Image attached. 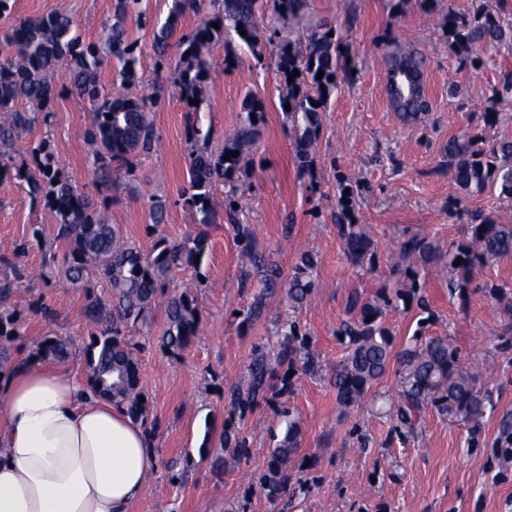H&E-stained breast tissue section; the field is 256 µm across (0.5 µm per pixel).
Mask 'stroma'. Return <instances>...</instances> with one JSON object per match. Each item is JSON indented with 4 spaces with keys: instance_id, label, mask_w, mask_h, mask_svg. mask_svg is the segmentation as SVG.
<instances>
[{
    "instance_id": "35a3bbf8",
    "label": "stroma",
    "mask_w": 512,
    "mask_h": 512,
    "mask_svg": "<svg viewBox=\"0 0 512 512\" xmlns=\"http://www.w3.org/2000/svg\"><path fill=\"white\" fill-rule=\"evenodd\" d=\"M12 3L19 17L67 9L76 33L93 42L112 14L113 0ZM483 4L512 15V0H435L428 14L424 0H309L312 16L341 23L356 67L354 81H340L323 114L311 180L298 176L295 135L280 109L274 56L259 65L247 48H239L237 65L216 71L201 110L189 118L169 72L153 71L151 28L128 19L129 36L143 57L137 93L160 100L153 114L160 140L133 172L120 174L106 213L143 249H151L156 237L178 243L199 230L180 199L191 149L187 120L212 129L210 146L218 151L225 132L244 114L246 93L265 106L252 162L237 180L238 224L208 226L210 248L200 270L178 268L170 275L169 291L196 297L201 334L180 356L156 345L139 356L141 384L159 427L152 438L156 465L131 512H512V460L496 454L505 445L503 421L512 418V256L480 267L476 287L464 296L449 295L446 282L430 275L422 290L426 307H389L385 323L394 336L393 356L360 406L341 407L330 382L345 353L336 331L346 317L347 298L354 291L373 296L388 280L402 234L460 242L473 213L500 207L492 194L468 196L440 172V148L453 135L469 130L490 142L512 138V104L502 106L494 126H484L481 117L485 98L512 72V51L493 54L480 70L463 68L439 28L447 10L468 14ZM388 40L416 45L427 57L424 88L431 110L422 121L404 122L389 105L379 49ZM53 112L51 124H35L31 139H49L72 182L95 192L91 149L83 138L91 121L87 101L63 91ZM341 179L351 185L355 219L373 241L374 265L355 264L344 252L334 221ZM156 196L165 200L166 214L152 237L145 226ZM36 224L43 228L38 244L30 240ZM55 236L52 213L32 200L26 186L0 181V258L13 256L15 244H30L13 264L0 261V278L17 267L29 272L15 296L27 308L26 334L13 345L12 356L28 357L43 336H66L72 341L68 363L82 375L90 328L86 291L59 282L51 258L62 255L63 247ZM249 243L285 277L302 253L316 256L317 286L298 309L289 310L279 292L267 299L260 321L244 322L242 315L259 292L254 279L247 288L239 286ZM31 301L51 307L54 319L29 310ZM290 315L319 369L313 375L297 371L284 396L301 434L291 463L293 487L273 501L251 487L248 477L265 466L275 436L283 432L277 402L260 401L235 421L252 441L249 459L220 447L219 434L230 419V394L242 383L255 346L275 347L276 325ZM417 336L425 342L447 338L456 350L460 368L479 389L472 413L431 407L412 429L391 413L408 370L402 354ZM216 452L224 456L219 473L210 466Z\"/></svg>"
}]
</instances>
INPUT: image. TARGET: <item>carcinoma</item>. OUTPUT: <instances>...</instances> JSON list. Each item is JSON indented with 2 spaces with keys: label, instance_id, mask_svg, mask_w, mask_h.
Returning a JSON list of instances; mask_svg holds the SVG:
<instances>
[{
  "label": "carcinoma",
  "instance_id": "carcinoma-1",
  "mask_svg": "<svg viewBox=\"0 0 512 512\" xmlns=\"http://www.w3.org/2000/svg\"><path fill=\"white\" fill-rule=\"evenodd\" d=\"M308 0H209L207 15L177 42L179 59L172 80L186 116L199 111L207 83L214 74L212 50L224 48V68L236 64V47L245 45L257 63H262L267 46L276 48L277 67L285 91L280 106L291 122L296 140V159L304 174L313 172V154L322 125L321 113L336 90L338 77H353L354 67L347 61L349 45L336 22L319 19L309 24L303 38L294 39L293 25L301 19ZM201 0H171L164 23L149 21L142 0H115L112 19L104 24L102 37L87 43L73 32L74 23L66 10H57L37 19L19 18L0 40V180L10 179L27 185L33 200L55 214L57 239L66 251L58 270L63 283L86 289V316L92 326L87 351V383L98 395L125 409L153 436L156 421L150 417L140 386L138 354L151 343L141 335L150 326L152 302L163 291L171 270L182 266L199 268L195 257L205 256L209 238L201 230L177 245L156 239L152 250L124 236L118 224H111L106 205L79 190L62 171L49 141L21 149L29 129L37 121L48 125L53 112L55 91L51 76L66 63L61 88L71 87L85 98L91 109L87 139L94 146L92 162L99 186L112 187V173L134 170L140 157L149 155L158 139L151 109L159 99L140 97L133 92L139 83L141 51L125 35L128 16H136L142 25L153 23L154 70L169 69L168 49L179 21L188 10L200 11ZM218 27H212V23ZM243 29H238V26ZM247 35H240V31ZM440 30L455 58L477 70L487 64L488 48H512V25H507L496 10L484 6L469 14L453 9L443 17ZM269 33L268 39L261 32ZM386 61V87L390 102L400 118L417 121L429 111L424 98V54L412 45L395 40L382 44ZM113 57L121 62L120 81L106 90L99 84L98 69ZM298 75H293V72ZM324 73L317 79L318 73ZM512 97V72L503 74L500 84L486 99L484 124L496 123L499 106ZM195 104H190V100ZM246 119L224 138V147L211 151L207 144L211 131L189 124L193 149L189 153V182L182 191L183 206L194 223L202 226L221 224L224 217L238 214L237 188L225 192L224 210L213 199L214 186L232 181L249 164L259 138L264 117L263 102L249 94L244 101ZM112 119H107V116ZM237 151L239 155L231 156ZM440 168L470 196L486 192L497 195L502 212L480 213L467 229L466 240L443 246L417 236H407L394 253L391 273L395 275V293L381 289L375 298L353 292L347 303L348 318L337 335L346 345V355L336 365L333 386L336 399L344 408L359 404L375 382L387 371L392 333L385 324L387 307L416 298L425 299L417 287L421 277L433 270L443 275L452 294H464L472 286L478 267L512 255V220L503 213L512 210V138L503 137L490 144L478 133L464 131L448 138L441 149ZM350 190L342 188L338 199L336 223L348 258L360 264L372 259L373 242L361 225L353 222ZM246 257L251 270L246 276H260L264 291L282 289L288 303L301 304L314 288L312 279L316 260L310 253L300 257L288 281H282L276 265L255 247ZM463 263L454 265L457 258ZM0 281V373L6 374L18 364L6 354L7 347L21 340L23 311L13 303L15 280ZM109 288V297L94 294L92 285ZM167 328L158 340L161 348L176 356L198 335L202 316L196 299L187 291L169 295L165 306ZM295 321L284 323L280 349L270 357L265 347L254 350L246 380L233 389V413L244 417L253 411L258 398L277 399L288 391L290 372L302 368L313 372L316 361L304 342ZM53 344H48V341ZM70 354L69 341L57 336L43 337L35 359L62 361ZM410 373L402 390L397 413L407 424H414L428 406L456 413H468L478 403L474 380L459 370L456 351L448 340L433 338L425 347L408 351ZM285 421L282 437L272 448L266 469L252 477L270 499L288 491L292 481L291 462L299 447L300 429L290 408L283 405ZM224 444H233L239 458H249L246 438L232 434L224 425L220 434Z\"/></svg>",
  "mask_w": 512,
  "mask_h": 512
}]
</instances>
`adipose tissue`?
Returning <instances> with one entry per match:
<instances>
[{
  "instance_id": "obj_1",
  "label": "adipose tissue",
  "mask_w": 512,
  "mask_h": 512,
  "mask_svg": "<svg viewBox=\"0 0 512 512\" xmlns=\"http://www.w3.org/2000/svg\"><path fill=\"white\" fill-rule=\"evenodd\" d=\"M154 464L143 427L69 365L0 377V512H129Z\"/></svg>"
}]
</instances>
